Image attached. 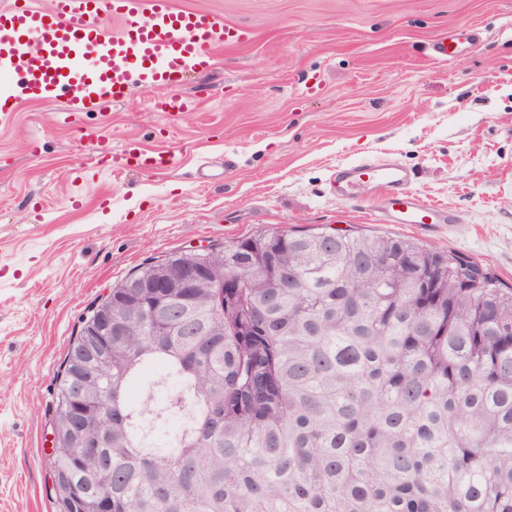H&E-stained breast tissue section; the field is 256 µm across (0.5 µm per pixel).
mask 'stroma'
Here are the masks:
<instances>
[{
	"mask_svg": "<svg viewBox=\"0 0 512 512\" xmlns=\"http://www.w3.org/2000/svg\"><path fill=\"white\" fill-rule=\"evenodd\" d=\"M251 40L216 51L165 116L145 86L96 112L12 104L0 121V512H55L48 410L79 318L137 266L255 231L399 236L491 266L512 285V0H175ZM472 27L468 53L430 54ZM169 150L111 172L128 142ZM389 159L453 224H396L338 164ZM123 152L127 161L133 160L130 166L148 173L170 167L175 158L173 154L166 151L142 150L135 142L127 143Z\"/></svg>",
	"mask_w": 512,
	"mask_h": 512,
	"instance_id": "obj_1",
	"label": "stroma"
}]
</instances>
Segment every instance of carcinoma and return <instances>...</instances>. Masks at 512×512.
Masks as SVG:
<instances>
[{"label":"carcinoma","instance_id":"obj_1","mask_svg":"<svg viewBox=\"0 0 512 512\" xmlns=\"http://www.w3.org/2000/svg\"><path fill=\"white\" fill-rule=\"evenodd\" d=\"M205 260L224 288L196 289L181 334L114 288L112 367L74 338L49 421L81 363L89 391L112 383V444L61 442L49 472L112 512H512V286L452 251L324 230Z\"/></svg>","mask_w":512,"mask_h":512}]
</instances>
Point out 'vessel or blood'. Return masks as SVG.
Masks as SVG:
<instances>
[{"instance_id": "b4317fda", "label": "vessel or blood", "mask_w": 512, "mask_h": 512, "mask_svg": "<svg viewBox=\"0 0 512 512\" xmlns=\"http://www.w3.org/2000/svg\"><path fill=\"white\" fill-rule=\"evenodd\" d=\"M228 36L220 16L178 9L173 0H54L49 11L34 0H7L0 7V71L12 77L14 93L49 100L64 92L76 112L124 101L144 85L165 88L169 96L163 106L173 110L185 80L211 67L215 49ZM474 39L467 29L438 38L432 55L441 62L456 59ZM124 155L148 173L174 161L169 152L145 151L133 142ZM335 175L346 196L363 184L382 189L395 223L454 219L447 208L413 193L407 174L385 162L362 159L337 167Z\"/></svg>"}]
</instances>
